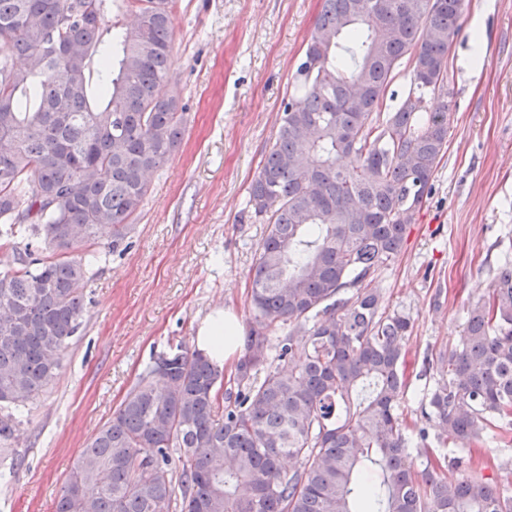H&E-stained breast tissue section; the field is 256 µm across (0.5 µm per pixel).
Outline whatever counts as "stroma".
<instances>
[{
    "mask_svg": "<svg viewBox=\"0 0 512 512\" xmlns=\"http://www.w3.org/2000/svg\"><path fill=\"white\" fill-rule=\"evenodd\" d=\"M322 0H174L165 91L184 136L149 179L131 247L99 242L86 308L46 393L18 417L0 466V512H55L87 442L152 357L194 347L219 308L251 325L249 270L266 226L249 218L250 184L271 149ZM448 57L454 99L432 193L401 253L378 271L386 309L408 313L409 434L430 428L419 398L427 359L461 342L464 311L486 297L512 254V0H466Z\"/></svg>",
    "mask_w": 512,
    "mask_h": 512,
    "instance_id": "obj_1",
    "label": "stroma"
}]
</instances>
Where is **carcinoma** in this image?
<instances>
[{
	"instance_id": "1",
	"label": "carcinoma",
	"mask_w": 512,
	"mask_h": 512,
	"mask_svg": "<svg viewBox=\"0 0 512 512\" xmlns=\"http://www.w3.org/2000/svg\"><path fill=\"white\" fill-rule=\"evenodd\" d=\"M135 6L132 29L103 25ZM172 0H0V460L16 411L49 388L85 310L102 238L117 251L176 149L184 113L163 93ZM464 0H323L252 180L266 234L250 269L252 326L230 375L179 347L148 365L90 438L56 512H512L479 445L512 426V260L468 306L421 404L452 481L407 434L408 314L381 310L375 273L404 245L448 143V54ZM18 57L22 64L9 62ZM410 87L387 111L401 64ZM358 86L362 96L350 97ZM437 99L431 111L427 101ZM28 239L45 257L18 249ZM181 450V469L170 449ZM382 475L371 483L366 473Z\"/></svg>"
}]
</instances>
